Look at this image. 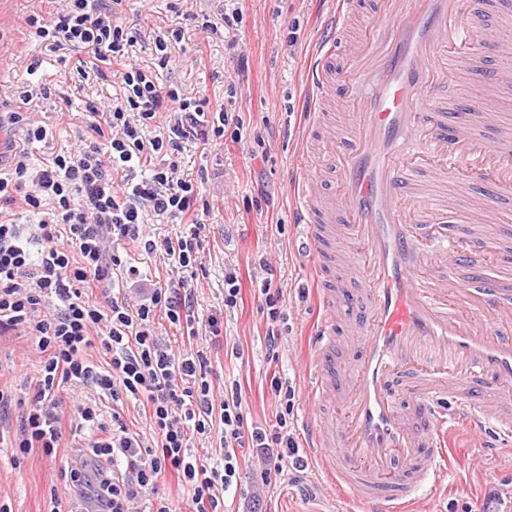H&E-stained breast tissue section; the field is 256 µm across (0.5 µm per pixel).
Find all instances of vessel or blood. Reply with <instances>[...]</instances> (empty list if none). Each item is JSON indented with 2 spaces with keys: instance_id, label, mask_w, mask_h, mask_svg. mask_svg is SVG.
<instances>
[{
  "instance_id": "vessel-or-blood-1",
  "label": "vessel or blood",
  "mask_w": 512,
  "mask_h": 512,
  "mask_svg": "<svg viewBox=\"0 0 512 512\" xmlns=\"http://www.w3.org/2000/svg\"><path fill=\"white\" fill-rule=\"evenodd\" d=\"M371 3L380 24L343 53L359 0H338L308 69L313 161L292 191L322 314L303 428L318 468L363 512H417L448 469L451 423L465 420L479 439L512 437V285L456 284L457 268L478 259L452 234L447 202L479 178L498 208L512 193V157L473 132L493 112L451 122L439 100L471 38L470 0ZM331 102L341 119L329 127ZM326 178L337 182L327 201Z\"/></svg>"
}]
</instances>
